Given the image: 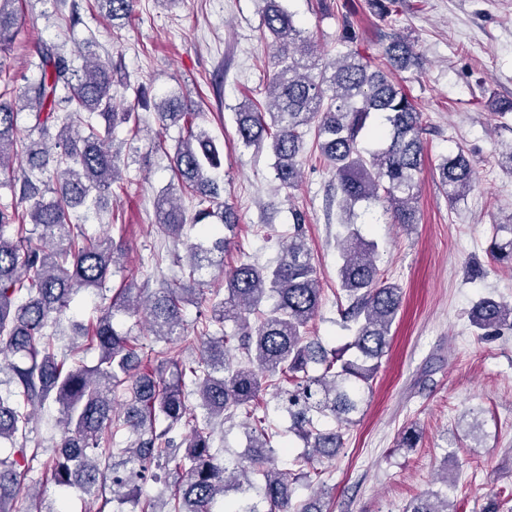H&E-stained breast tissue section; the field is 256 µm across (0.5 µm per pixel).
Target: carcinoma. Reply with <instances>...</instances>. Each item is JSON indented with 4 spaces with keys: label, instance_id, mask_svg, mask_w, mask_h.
I'll use <instances>...</instances> for the list:
<instances>
[{
    "label": "carcinoma",
    "instance_id": "1",
    "mask_svg": "<svg viewBox=\"0 0 512 512\" xmlns=\"http://www.w3.org/2000/svg\"><path fill=\"white\" fill-rule=\"evenodd\" d=\"M116 21L128 19L136 0H94ZM264 37L276 47L274 71L267 78L272 112L239 105L237 133L247 147L267 148L279 187L291 191L302 177L306 138L314 133L319 157L336 181V204L344 220L338 249V279L349 305L342 312L353 336L343 348L327 351L310 336L323 288L312 263L302 226L293 230L274 265L248 261L226 271L224 251L239 228L235 210L220 201L219 178L224 145L197 123L200 113L178 95L155 99L142 85L135 100L116 101L112 86L120 67L107 58L74 65L54 43L36 53L40 77L15 88L0 68V188L26 207L0 203V512H50L43 491L28 479L34 469L59 486L78 485L97 502V512L111 503H127L137 512H328L325 494L312 492L293 501L296 486H313L316 464L336 456L344 434L359 421L373 381L392 341V326L403 304V291L384 280L375 263L378 244L350 221L355 207L377 203L387 223L418 222L417 175L425 164L422 112L417 100L393 74L420 65L407 35L390 40L374 64L353 48L357 32L342 19L340 45L346 51L323 60L311 38L281 0H262ZM22 0H0V54L15 44ZM155 110L165 126L183 132L171 161L178 185L154 201V225L178 245L186 229L198 228L199 241L174 254L181 279L157 272L160 287L110 279L127 271L122 243L89 233L75 224L78 210L98 207L121 178L112 134L122 126L140 132V112ZM32 123L19 125L21 111ZM28 168L16 170V161ZM435 169L450 205L477 184L464 149L441 157ZM197 201L188 216L177 197ZM492 259L512 266V223L497 224ZM224 278L204 319L218 326L187 335L184 311L195 304L206 278ZM95 289L110 302L81 325L84 345L63 353L56 346V326L80 289ZM143 316L150 348L141 366L138 337L123 328L119 316ZM471 324L483 335L512 329V305L492 297L479 300ZM231 322L234 329L224 330ZM198 346L199 357L186 361L174 344ZM98 350L95 364H84L83 346ZM274 397L288 414V431L305 444L293 468L278 466L263 396ZM196 395L197 409L189 407ZM58 405L59 440L53 456L29 448V424L36 409ZM244 417L249 429L247 452L224 458L215 446L217 427ZM333 420L321 429L316 418ZM182 427L186 434L176 440ZM175 475L174 490L161 502L144 493L149 482ZM425 492L406 512H454L448 489Z\"/></svg>",
    "mask_w": 512,
    "mask_h": 512
}]
</instances>
